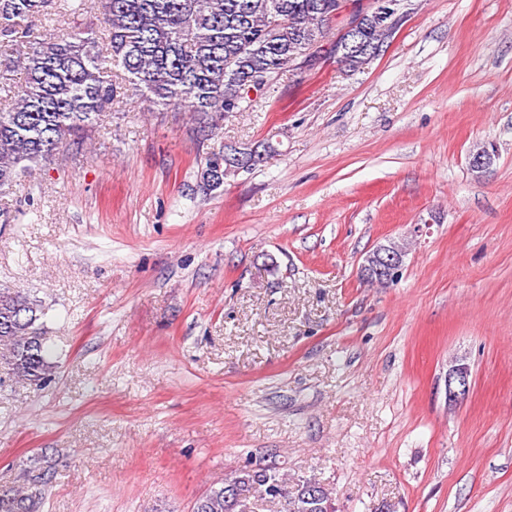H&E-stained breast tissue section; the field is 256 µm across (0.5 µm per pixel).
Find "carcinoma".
<instances>
[{"instance_id":"carcinoma-1","label":"carcinoma","mask_w":512,"mask_h":512,"mask_svg":"<svg viewBox=\"0 0 512 512\" xmlns=\"http://www.w3.org/2000/svg\"><path fill=\"white\" fill-rule=\"evenodd\" d=\"M56 2L0 0V46L15 47L0 60V190L83 148L112 117L121 92L159 111L191 113L197 148H204L225 118L252 108L250 78L265 73L273 79L320 48L346 0H101L103 54L95 50L99 30L82 20L89 0H63L73 17L70 30L51 37L35 31ZM353 2L362 25L354 37L336 33L331 53L354 73L386 51L401 22L383 26L361 0ZM272 150L266 141L204 152L198 189L206 196L224 189L229 177L253 169ZM43 316L29 294L0 288V371L37 387L51 382L56 368ZM48 480L46 455L31 459L20 485L0 488V512H41ZM231 488L254 494L231 511L225 498ZM265 508L336 512L322 483L302 478L290 486L274 463L235 471L198 498L192 512Z\"/></svg>"}]
</instances>
